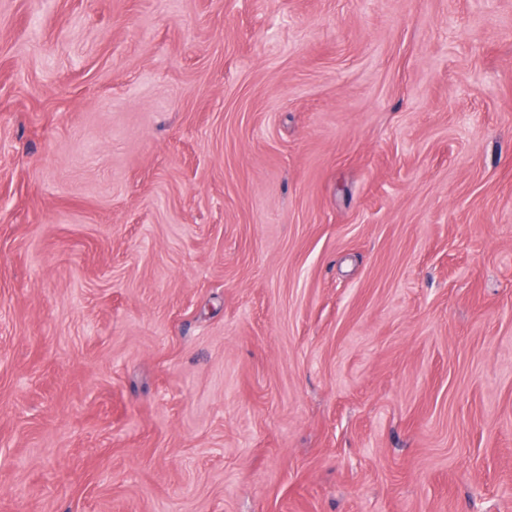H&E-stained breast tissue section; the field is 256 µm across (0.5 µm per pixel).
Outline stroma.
<instances>
[{
    "label": "stroma",
    "instance_id": "stroma-1",
    "mask_svg": "<svg viewBox=\"0 0 512 512\" xmlns=\"http://www.w3.org/2000/svg\"><path fill=\"white\" fill-rule=\"evenodd\" d=\"M0 512H512V0H0Z\"/></svg>",
    "mask_w": 512,
    "mask_h": 512
}]
</instances>
